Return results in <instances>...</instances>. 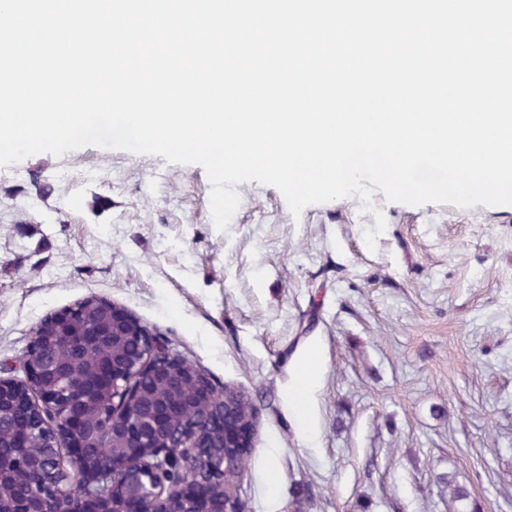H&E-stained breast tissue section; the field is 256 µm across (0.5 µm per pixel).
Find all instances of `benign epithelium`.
Instances as JSON below:
<instances>
[{
	"mask_svg": "<svg viewBox=\"0 0 512 512\" xmlns=\"http://www.w3.org/2000/svg\"><path fill=\"white\" fill-rule=\"evenodd\" d=\"M93 307L112 318V335L125 337L112 345V360L122 359L126 368L112 373V405L88 426L78 453L69 454L70 469L65 470L59 456L61 447L69 446L68 419L74 406L48 394L58 408V421L53 427L46 424L32 390L42 386L44 375L55 367L36 365L34 356L44 339L68 335L67 328ZM186 366L124 307L96 297L40 321L20 358L22 378L10 383L13 391L26 397L27 414L46 438L39 449L45 460L38 479L41 495L26 491L14 498L10 509L0 504V512H84L89 501L99 502L101 512H125L122 506L127 502L137 503L139 512H241L233 486L241 474L238 459L254 445L257 413L245 417L241 398H225L200 375L197 385L209 391L208 403L187 423L162 432L135 392L134 379L146 369L179 372ZM90 460L99 461L105 482L95 484L87 475Z\"/></svg>",
	"mask_w": 512,
	"mask_h": 512,
	"instance_id": "7a95c632",
	"label": "benign epithelium"
}]
</instances>
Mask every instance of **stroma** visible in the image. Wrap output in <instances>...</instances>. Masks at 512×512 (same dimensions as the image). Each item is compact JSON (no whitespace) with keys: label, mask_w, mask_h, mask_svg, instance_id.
Returning a JSON list of instances; mask_svg holds the SVG:
<instances>
[{"label":"stroma","mask_w":512,"mask_h":512,"mask_svg":"<svg viewBox=\"0 0 512 512\" xmlns=\"http://www.w3.org/2000/svg\"><path fill=\"white\" fill-rule=\"evenodd\" d=\"M236 190L221 232L197 164L87 146L0 167V378L41 319L95 296L254 406L244 512H458L451 477L475 512H512V205L378 191L371 213L296 218L275 187ZM312 351L308 433L289 397Z\"/></svg>","instance_id":"35a3bbf8"}]
</instances>
